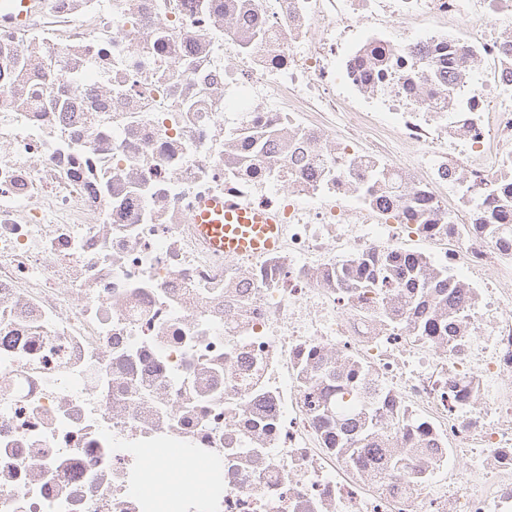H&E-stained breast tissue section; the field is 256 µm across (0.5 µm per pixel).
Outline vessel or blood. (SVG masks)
Wrapping results in <instances>:
<instances>
[{
	"label": "vessel or blood",
	"mask_w": 512,
	"mask_h": 512,
	"mask_svg": "<svg viewBox=\"0 0 512 512\" xmlns=\"http://www.w3.org/2000/svg\"><path fill=\"white\" fill-rule=\"evenodd\" d=\"M195 220L210 245L227 254L270 250L279 242L278 216L250 207L228 209L223 202L206 201Z\"/></svg>",
	"instance_id": "1"
}]
</instances>
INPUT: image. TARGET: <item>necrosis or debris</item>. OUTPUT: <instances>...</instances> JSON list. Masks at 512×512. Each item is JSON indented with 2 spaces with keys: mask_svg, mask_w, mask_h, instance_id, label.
Segmentation results:
<instances>
[{
  "mask_svg": "<svg viewBox=\"0 0 512 512\" xmlns=\"http://www.w3.org/2000/svg\"><path fill=\"white\" fill-rule=\"evenodd\" d=\"M8 12L0 512H512V0ZM224 201H205L195 217L199 233L224 254L273 249L279 242V217L250 207L226 208Z\"/></svg>",
  "mask_w": 512,
  "mask_h": 512,
  "instance_id": "1",
  "label": "necrosis or debris"
}]
</instances>
